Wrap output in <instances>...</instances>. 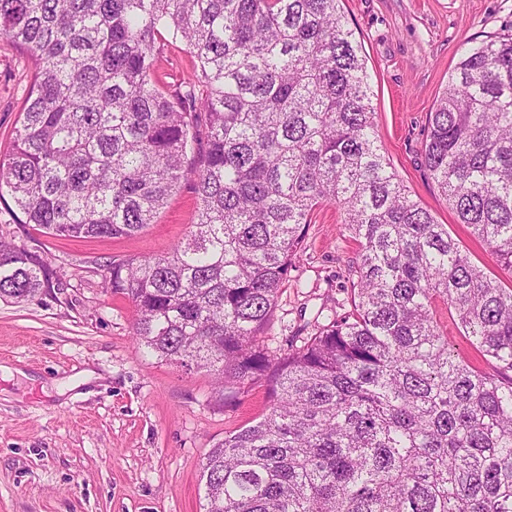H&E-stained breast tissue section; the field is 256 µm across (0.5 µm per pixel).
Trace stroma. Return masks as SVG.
I'll use <instances>...</instances> for the list:
<instances>
[{
    "mask_svg": "<svg viewBox=\"0 0 512 512\" xmlns=\"http://www.w3.org/2000/svg\"><path fill=\"white\" fill-rule=\"evenodd\" d=\"M343 10L363 46L387 159L475 264L512 286V273L458 222L422 156L429 114L456 62L469 47L512 32V0H343ZM194 68L185 44L164 33L158 84L187 80ZM33 73L29 57L0 38V151L20 124ZM196 219L189 179L154 224L128 238L54 237L16 223L0 202V239L48 265L33 300L0 301V512H204L208 452L264 413L265 392L226 405L208 372L138 350L131 306L105 279L114 262L169 252ZM357 251L336 204L312 213L262 335L270 352L301 344L348 310Z\"/></svg>",
    "mask_w": 512,
    "mask_h": 512,
    "instance_id": "obj_1",
    "label": "stroma"
}]
</instances>
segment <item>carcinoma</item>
<instances>
[{
  "label": "carcinoma",
  "instance_id": "cac0c4a2",
  "mask_svg": "<svg viewBox=\"0 0 512 512\" xmlns=\"http://www.w3.org/2000/svg\"><path fill=\"white\" fill-rule=\"evenodd\" d=\"M164 30L197 61L166 90ZM0 38L36 70L0 154L18 223L132 237L194 176L185 238L109 278L137 347L213 373L222 402L265 389V414L206 457L205 512H512V288L385 157L342 0H0ZM422 154L512 271V34L459 60ZM325 203L359 246L350 310L271 355L261 334ZM45 281L42 259L0 240L1 300ZM440 303L489 368L452 352Z\"/></svg>",
  "mask_w": 512,
  "mask_h": 512
}]
</instances>
